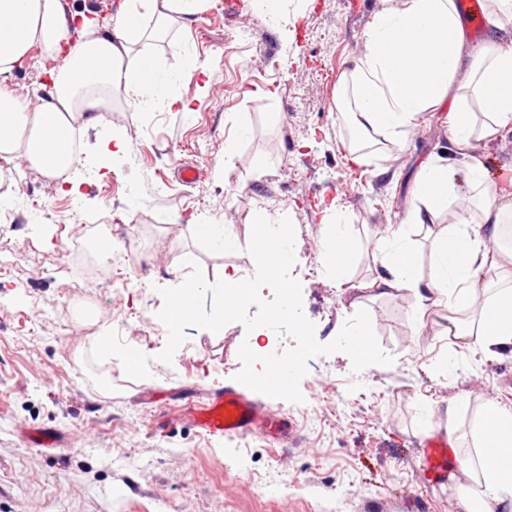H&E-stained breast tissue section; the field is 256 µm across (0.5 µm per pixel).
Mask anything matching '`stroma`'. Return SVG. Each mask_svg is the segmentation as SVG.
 Masks as SVG:
<instances>
[{
  "label": "stroma",
  "instance_id": "stroma-1",
  "mask_svg": "<svg viewBox=\"0 0 512 512\" xmlns=\"http://www.w3.org/2000/svg\"><path fill=\"white\" fill-rule=\"evenodd\" d=\"M237 3L235 13L212 5L140 45L168 68L180 48L196 55L197 81L175 89L191 112H134L113 100L104 125L81 135L72 190L24 162L11 166L17 225L14 275L0 278V512H456L446 481L426 471L419 438L446 429L448 404L464 394L475 408L512 409V352L488 357L442 335L434 307L419 306L411 292L373 301L359 288L381 269V234L399 231L400 242L420 251L422 268L431 266L430 242L407 216L415 172L448 146L449 106L419 116L403 151L362 165L350 160L348 124L336 110L375 14L401 0H292L283 31L252 0ZM46 72L43 58L32 57L6 86L32 100L44 95ZM113 125L124 127L128 152L101 170L95 162ZM480 151L491 185H504L512 133ZM184 163L199 169V180L177 178ZM379 166L390 178L375 176ZM35 197L82 223L108 224L113 240L138 247V265L113 264L108 281L82 285L108 311L97 330L50 315L65 302L72 246L52 222L35 228ZM333 207L359 246L342 286L329 270ZM261 213L293 223L292 274L317 340L332 341L362 309L394 363L357 372L346 353L314 357L299 382L303 402L264 399L292 422V441H211L170 419L177 394L232 381L241 344L262 353L269 332L232 322L209 334L225 271L247 279L256 264L245 249L205 250L193 229L207 219L244 238ZM187 252L195 262L183 274L176 259ZM187 275L200 286L198 315L174 337L163 315ZM121 324L111 352H98L97 332ZM131 348L143 356L134 369L125 361ZM29 429L54 431L64 445L29 447Z\"/></svg>",
  "mask_w": 512,
  "mask_h": 512
}]
</instances>
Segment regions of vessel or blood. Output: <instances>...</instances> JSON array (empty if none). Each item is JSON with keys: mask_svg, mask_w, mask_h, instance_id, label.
<instances>
[{"mask_svg": "<svg viewBox=\"0 0 512 512\" xmlns=\"http://www.w3.org/2000/svg\"><path fill=\"white\" fill-rule=\"evenodd\" d=\"M184 409L195 428L204 435L221 439L230 435H262L281 442L292 432L286 418L262 405L243 384H227L204 395L186 392ZM420 446L425 466L433 475L447 472L448 437L436 432L422 439Z\"/></svg>", "mask_w": 512, "mask_h": 512, "instance_id": "b4317fda", "label": "vessel or blood"}]
</instances>
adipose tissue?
Returning <instances> with one entry per match:
<instances>
[{
    "instance_id": "adipose-tissue-1",
    "label": "adipose tissue",
    "mask_w": 512,
    "mask_h": 512,
    "mask_svg": "<svg viewBox=\"0 0 512 512\" xmlns=\"http://www.w3.org/2000/svg\"><path fill=\"white\" fill-rule=\"evenodd\" d=\"M210 0H134L114 24L84 23L82 42L72 45L51 69L45 96L26 105L0 95V156L19 159L53 177L77 169L79 132L100 126L112 108L111 90L123 92L133 111L162 105L187 111L174 93L198 70L194 53L180 50L175 69L160 68L138 44L162 30L203 14ZM74 19L65 0H0V83L20 67L34 45L58 50ZM468 50L456 0H403L378 12L362 52L353 58L350 83L336 106L356 141L355 162L370 147L403 150L417 117L451 102L447 157L422 164L408 221L430 239L434 273L423 278L412 248L378 238L382 274L365 282L373 298L401 291L445 305L449 336L470 350L494 354L512 348V244L504 227L512 223V193L489 190L478 142L512 125V53L490 46L472 50L476 61L462 69ZM473 90L481 113L464 103ZM467 175L475 211L442 225L445 206L459 202L458 171ZM199 289L187 281L175 289L164 320L180 334L197 314ZM472 453L448 467V487L457 512H512V411L480 406L471 428Z\"/></svg>"
}]
</instances>
